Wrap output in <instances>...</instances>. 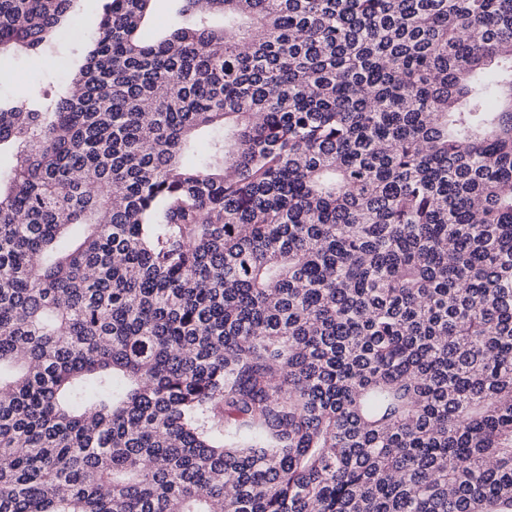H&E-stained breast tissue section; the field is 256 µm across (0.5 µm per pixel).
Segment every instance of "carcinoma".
<instances>
[{
  "label": "carcinoma",
  "mask_w": 512,
  "mask_h": 512,
  "mask_svg": "<svg viewBox=\"0 0 512 512\" xmlns=\"http://www.w3.org/2000/svg\"><path fill=\"white\" fill-rule=\"evenodd\" d=\"M152 2L0 98V512H512V0Z\"/></svg>",
  "instance_id": "carcinoma-1"
}]
</instances>
